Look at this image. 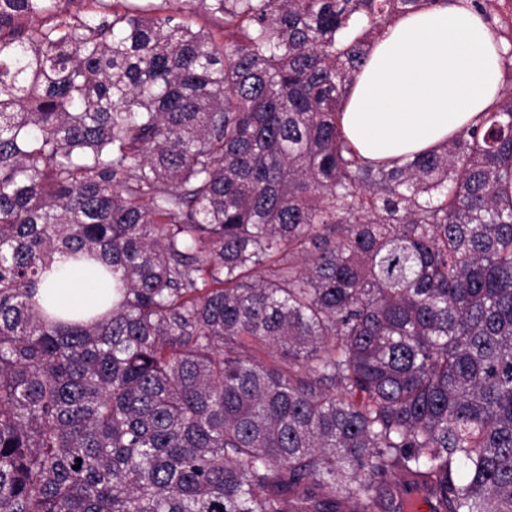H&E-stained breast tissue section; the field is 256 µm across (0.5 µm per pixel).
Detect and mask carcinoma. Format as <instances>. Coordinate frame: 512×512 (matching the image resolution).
Instances as JSON below:
<instances>
[{"label":"carcinoma","instance_id":"obj_1","mask_svg":"<svg viewBox=\"0 0 512 512\" xmlns=\"http://www.w3.org/2000/svg\"><path fill=\"white\" fill-rule=\"evenodd\" d=\"M169 2L0 0V512H512V88L371 164L352 75L439 0ZM78 255L56 254L49 270L41 276L34 301L49 312L65 318L82 313L112 310V275L100 279L92 267L97 262L78 261Z\"/></svg>","mask_w":512,"mask_h":512}]
</instances>
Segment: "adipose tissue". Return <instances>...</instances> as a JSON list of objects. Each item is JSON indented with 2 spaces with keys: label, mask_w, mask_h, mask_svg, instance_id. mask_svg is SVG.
<instances>
[{
  "label": "adipose tissue",
  "mask_w": 512,
  "mask_h": 512,
  "mask_svg": "<svg viewBox=\"0 0 512 512\" xmlns=\"http://www.w3.org/2000/svg\"><path fill=\"white\" fill-rule=\"evenodd\" d=\"M499 41L463 0L407 13L387 27L354 72L339 117L364 160L428 153L475 126L503 92ZM35 302L65 318L112 308V282L72 254L55 255Z\"/></svg>",
  "instance_id": "adipose-tissue-1"
}]
</instances>
